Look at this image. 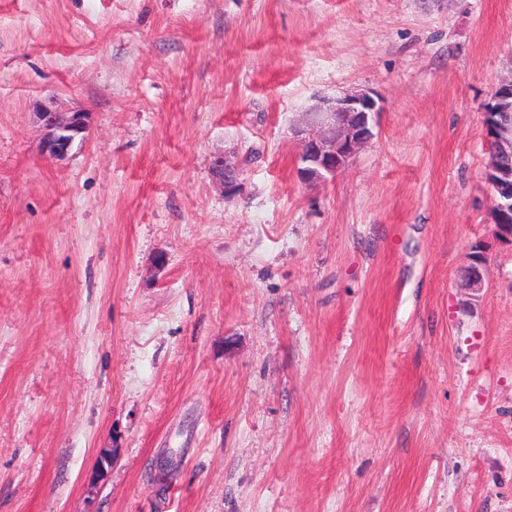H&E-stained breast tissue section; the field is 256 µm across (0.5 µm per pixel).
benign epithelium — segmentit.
Masks as SVG:
<instances>
[{"label":"benign epithelium","instance_id":"benign-epithelium-1","mask_svg":"<svg viewBox=\"0 0 512 512\" xmlns=\"http://www.w3.org/2000/svg\"><path fill=\"white\" fill-rule=\"evenodd\" d=\"M492 101L500 111L512 112V77L499 83ZM380 111L378 101L368 92L342 93L323 97L305 113L304 125L296 129L299 153L297 177L306 185H317L336 177L357 151L373 137V117ZM43 131L42 152L49 158L62 159L75 144L83 142L90 129L86 112H59L44 108L37 113ZM491 143L489 160L484 171L485 181L493 189L495 205L491 221L495 234L512 242V168L501 165L502 159H512V126H487ZM213 181L232 193L239 190L243 169L239 161L224 153L214 158L210 167Z\"/></svg>","mask_w":512,"mask_h":512}]
</instances>
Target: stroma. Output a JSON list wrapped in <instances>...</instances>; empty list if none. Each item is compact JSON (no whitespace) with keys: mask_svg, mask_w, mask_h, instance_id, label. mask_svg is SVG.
Returning a JSON list of instances; mask_svg holds the SVG:
<instances>
[{"mask_svg":"<svg viewBox=\"0 0 512 512\" xmlns=\"http://www.w3.org/2000/svg\"><path fill=\"white\" fill-rule=\"evenodd\" d=\"M510 77L512 0H0V512H512ZM46 106L92 117L61 161ZM491 102H497L501 112H486L489 121L495 124L486 125L487 136L491 143L489 160L484 171L485 181L493 189L495 205L491 214L495 234L501 239L512 242V166L510 169L501 165L502 159L512 160V77L499 83L491 96ZM506 112V113H503ZM510 123L503 129L497 123ZM510 202V210L505 202ZM377 112L378 101L369 92L321 98L305 112L304 125L295 131L298 179L305 185H317L336 177L374 136L373 117ZM226 152L214 158L211 167L213 181L223 188L224 193L237 192L242 184L243 169L238 160Z\"/></svg>","mask_w":512,"mask_h":512,"instance_id":"stroma-1","label":"stroma"}]
</instances>
